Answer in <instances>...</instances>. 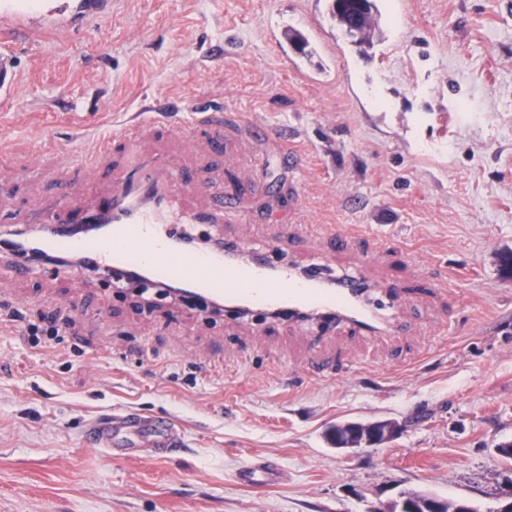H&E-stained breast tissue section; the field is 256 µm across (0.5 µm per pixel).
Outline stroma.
<instances>
[{"label":"stroma","mask_w":512,"mask_h":512,"mask_svg":"<svg viewBox=\"0 0 512 512\" xmlns=\"http://www.w3.org/2000/svg\"><path fill=\"white\" fill-rule=\"evenodd\" d=\"M370 45L351 43L331 0H111L94 24L33 30L13 47L17 93L0 107V216L37 213L63 176L102 190L89 158L143 99L192 120L223 111L171 153L235 200L239 220L200 236L249 238L307 265L333 226L350 266L432 278L400 336L359 339L315 323L142 310L97 276L0 280V512H373L397 490L511 502L512 0H376ZM308 41L298 51L290 34ZM267 127L247 137L245 124ZM76 169L40 166L42 155ZM69 321L59 341L51 321ZM130 408L172 417L167 458L111 460L86 432ZM392 419L395 440L332 451L344 420ZM257 459L280 479L237 483Z\"/></svg>","instance_id":"stroma-1"}]
</instances>
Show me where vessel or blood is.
<instances>
[{"mask_svg": "<svg viewBox=\"0 0 512 512\" xmlns=\"http://www.w3.org/2000/svg\"><path fill=\"white\" fill-rule=\"evenodd\" d=\"M155 110V104H144L133 123L103 138L96 159L110 163L108 189L91 195L78 180L64 178L56 184L51 210L33 219L16 216L19 224L33 220L54 227L48 235L32 237L31 249L69 258L68 271L75 276L116 270L162 284L172 280L251 316L314 317L327 325L345 324L361 336L407 331L398 314L402 293L397 286L371 280L368 259L358 260L355 271L333 275L317 266L276 264L269 250L247 240L225 243L220 252L183 249L180 225L209 224L213 218L178 198L201 197L208 190L169 156L145 155L141 143L148 133L161 130L191 139L199 127L219 126L223 120L202 110L192 122L176 125L159 120ZM89 432L110 459H161L176 444L179 428L168 417L123 410L93 420ZM279 471L277 464L261 460L238 471L236 479L262 487L277 480Z\"/></svg>", "mask_w": 512, "mask_h": 512, "instance_id": "1", "label": "vessel or blood"}]
</instances>
